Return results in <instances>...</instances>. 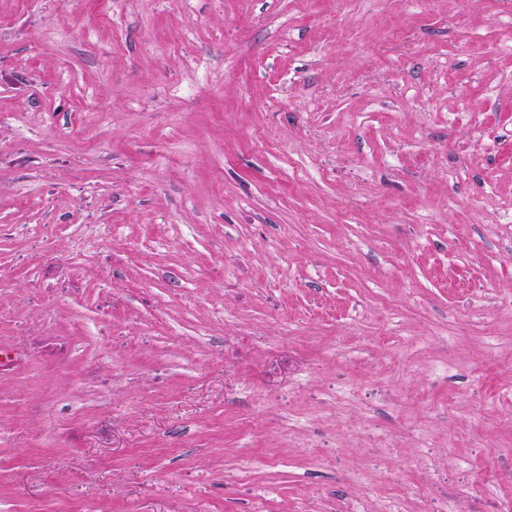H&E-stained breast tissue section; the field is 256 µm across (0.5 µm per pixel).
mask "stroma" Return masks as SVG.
I'll use <instances>...</instances> for the list:
<instances>
[{"label": "stroma", "instance_id": "1", "mask_svg": "<svg viewBox=\"0 0 512 512\" xmlns=\"http://www.w3.org/2000/svg\"><path fill=\"white\" fill-rule=\"evenodd\" d=\"M1 224L0 512H512V0H0ZM56 265L59 269L58 263L56 261V257L54 256L53 253H49V252L42 254L36 261V267L38 268L39 273L42 268H45L52 272L51 276L48 278L47 282L40 280V283L42 284L41 285L42 288H39V289L41 290V292L44 294V296L46 298L42 316L39 321L42 323H50L53 319V309L51 308L50 302H52V300H53V295H54L56 288H54L55 283L51 282V280H53L55 278H56V280H59L60 275L64 276L61 273L60 269L59 270L56 269ZM4 321L14 323L21 330L16 345L2 347L0 344V368L12 366L22 353L40 358L51 366H64L71 353L72 342L69 336H48L46 332L27 323L23 311L0 309V324Z\"/></svg>", "mask_w": 512, "mask_h": 512}]
</instances>
